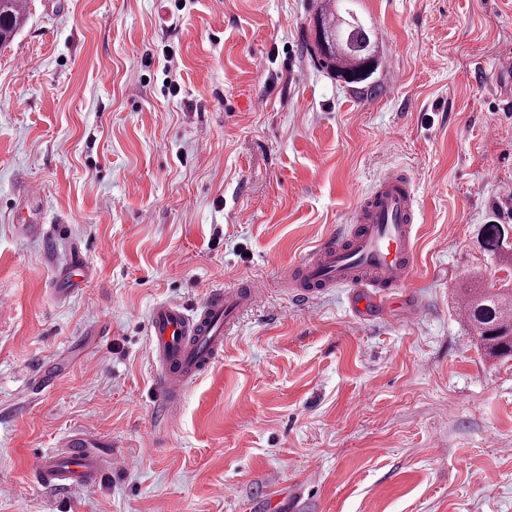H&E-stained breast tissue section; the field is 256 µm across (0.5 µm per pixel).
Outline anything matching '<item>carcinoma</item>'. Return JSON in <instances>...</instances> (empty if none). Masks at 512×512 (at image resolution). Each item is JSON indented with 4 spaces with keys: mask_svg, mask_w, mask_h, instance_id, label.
I'll return each instance as SVG.
<instances>
[{
    "mask_svg": "<svg viewBox=\"0 0 512 512\" xmlns=\"http://www.w3.org/2000/svg\"><path fill=\"white\" fill-rule=\"evenodd\" d=\"M331 0H324L315 20V53L321 67L347 84L368 80L376 68L377 38L372 30L336 15ZM27 15V0H0V48L17 33ZM507 224H487L485 250L512 266V239ZM462 317L477 336L485 353L494 358L512 357V288H463Z\"/></svg>",
    "mask_w": 512,
    "mask_h": 512,
    "instance_id": "cac0c4a2",
    "label": "carcinoma"
}]
</instances>
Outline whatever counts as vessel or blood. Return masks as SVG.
<instances>
[{"label": "vessel or blood", "instance_id": "1", "mask_svg": "<svg viewBox=\"0 0 512 512\" xmlns=\"http://www.w3.org/2000/svg\"><path fill=\"white\" fill-rule=\"evenodd\" d=\"M420 219L410 177L402 169L388 168L357 204L350 224L305 253L282 285L303 303L328 289L348 286L357 291L355 309L379 306L411 281ZM265 292L264 282L250 279L212 290L192 309L167 301L153 306L148 337L165 417L174 415L188 384L223 354L237 316L258 307ZM115 465L111 456L96 451L77 433L61 452L41 457L38 478L63 495L98 485Z\"/></svg>", "mask_w": 512, "mask_h": 512}]
</instances>
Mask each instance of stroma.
<instances>
[{"mask_svg":"<svg viewBox=\"0 0 512 512\" xmlns=\"http://www.w3.org/2000/svg\"><path fill=\"white\" fill-rule=\"evenodd\" d=\"M319 4L28 0L0 50V512H512V360L458 315L508 276L481 234L512 225V0H356L362 89L313 57ZM390 163L417 317L292 301ZM243 278L265 306L167 420L152 307ZM75 430L130 465L59 496L35 470Z\"/></svg>","mask_w":512,"mask_h":512,"instance_id":"35a3bbf8","label":"stroma"}]
</instances>
